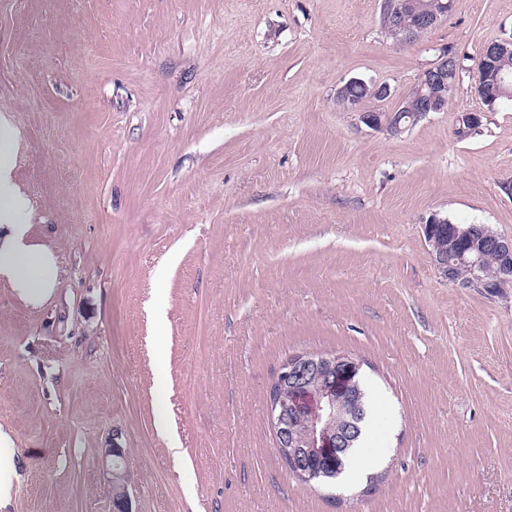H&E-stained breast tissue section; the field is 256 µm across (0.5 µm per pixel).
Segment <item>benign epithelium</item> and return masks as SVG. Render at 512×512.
<instances>
[{"mask_svg": "<svg viewBox=\"0 0 512 512\" xmlns=\"http://www.w3.org/2000/svg\"><path fill=\"white\" fill-rule=\"evenodd\" d=\"M453 0H395L388 14L387 31L399 43L413 40V30L428 33L451 13ZM512 55V38L484 47L478 63L477 92L490 90L497 97L512 98V78L502 72L499 60ZM459 77L457 56L444 48L436 62L425 68L415 85V95L406 98L391 113L366 112L364 120L381 125L392 133L402 129L400 118L412 112L418 118L430 112H442L448 106V91ZM429 253L441 277L455 278L458 268L470 272L463 286L482 288L490 294H501L512 288V237L494 232L485 224L463 227L448 218L431 215L423 226ZM363 363L347 354L328 357L315 353L289 356L269 386L268 418L276 450L288 469L301 484L311 486L325 475L308 469L303 458H339L346 450L345 435L330 428V420L339 409L340 397H360L358 376ZM309 425L306 440H301L286 427L284 413ZM110 492L115 512H132L131 498L124 470L109 468Z\"/></svg>", "mask_w": 512, "mask_h": 512, "instance_id": "benign-epithelium-1", "label": "benign epithelium"}]
</instances>
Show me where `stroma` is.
Returning <instances> with one entry per match:
<instances>
[{"mask_svg":"<svg viewBox=\"0 0 512 512\" xmlns=\"http://www.w3.org/2000/svg\"><path fill=\"white\" fill-rule=\"evenodd\" d=\"M381 5L0 0L14 178L61 271L39 308L0 284V512H114L116 432L133 512H512V294L441 278L422 233L436 213L512 236V101L475 92L512 0H454L404 44ZM444 48L447 111L363 121ZM351 78L392 94L348 108ZM305 350L363 360L374 485L305 487L279 457L267 386Z\"/></svg>","mask_w":512,"mask_h":512,"instance_id":"obj_1","label":"stroma"}]
</instances>
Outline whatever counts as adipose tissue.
I'll use <instances>...</instances> for the list:
<instances>
[{"label":"adipose tissue","mask_w":512,"mask_h":512,"mask_svg":"<svg viewBox=\"0 0 512 512\" xmlns=\"http://www.w3.org/2000/svg\"><path fill=\"white\" fill-rule=\"evenodd\" d=\"M15 142V129L0 114V282L38 308L59 286V265L55 252L36 241L29 201L14 183L10 155Z\"/></svg>","instance_id":"ef3b65f1"}]
</instances>
